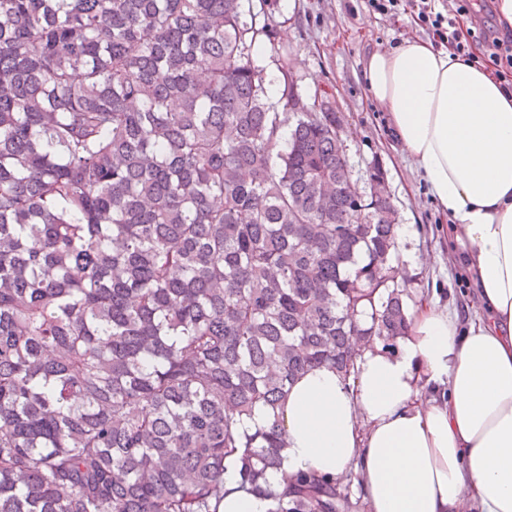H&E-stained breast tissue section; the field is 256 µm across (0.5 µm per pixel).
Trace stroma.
Instances as JSON below:
<instances>
[{
    "mask_svg": "<svg viewBox=\"0 0 512 512\" xmlns=\"http://www.w3.org/2000/svg\"><path fill=\"white\" fill-rule=\"evenodd\" d=\"M277 53L263 60L266 74H279L278 53L301 95H322L342 119L341 139L354 179L368 186L369 174L381 169L400 225H411L412 237L400 251L412 255L404 276L410 297L424 296L460 312L472 303L462 272L448 264V225L437 211L418 171L387 127L382 107L366 95L362 70L366 55L386 51L402 39L423 37L410 13L384 16L367 0H276L273 10Z\"/></svg>",
    "mask_w": 512,
    "mask_h": 512,
    "instance_id": "35a3bbf8",
    "label": "stroma"
}]
</instances>
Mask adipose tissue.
I'll return each instance as SVG.
<instances>
[{"instance_id":"adipose-tissue-1","label":"adipose tissue","mask_w":512,"mask_h":512,"mask_svg":"<svg viewBox=\"0 0 512 512\" xmlns=\"http://www.w3.org/2000/svg\"><path fill=\"white\" fill-rule=\"evenodd\" d=\"M368 97L449 220L474 313L419 299L389 348L367 346L354 375L320 366L278 410L282 465L266 476L358 477L369 512H512V94L476 62L424 40L374 52ZM219 512H269L226 460Z\"/></svg>"}]
</instances>
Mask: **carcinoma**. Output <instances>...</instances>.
Returning a JSON list of instances; mask_svg holds the SVG:
<instances>
[{
	"label": "carcinoma",
	"instance_id": "1",
	"mask_svg": "<svg viewBox=\"0 0 512 512\" xmlns=\"http://www.w3.org/2000/svg\"><path fill=\"white\" fill-rule=\"evenodd\" d=\"M273 0H0V512H361L277 409L408 325L390 197L254 65ZM268 414L251 429L254 411ZM271 500L242 490H232L224 495L219 512H268Z\"/></svg>",
	"mask_w": 512,
	"mask_h": 512
}]
</instances>
